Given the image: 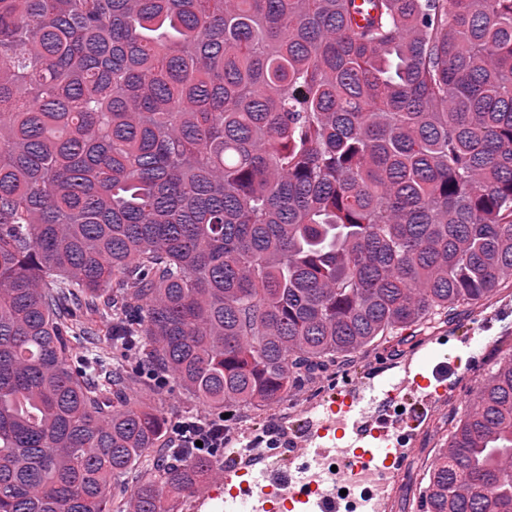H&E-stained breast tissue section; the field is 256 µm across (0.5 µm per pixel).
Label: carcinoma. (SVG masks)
Here are the masks:
<instances>
[{
	"instance_id": "obj_1",
	"label": "carcinoma",
	"mask_w": 512,
	"mask_h": 512,
	"mask_svg": "<svg viewBox=\"0 0 512 512\" xmlns=\"http://www.w3.org/2000/svg\"><path fill=\"white\" fill-rule=\"evenodd\" d=\"M509 282L512 0H0V512H174L219 460L133 385L269 407ZM422 507L512 512V352Z\"/></svg>"
}]
</instances>
